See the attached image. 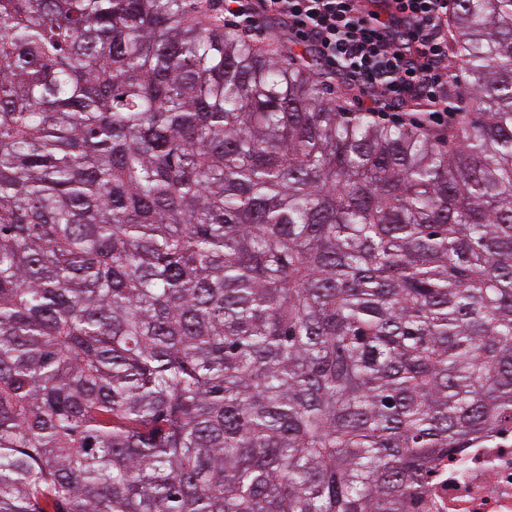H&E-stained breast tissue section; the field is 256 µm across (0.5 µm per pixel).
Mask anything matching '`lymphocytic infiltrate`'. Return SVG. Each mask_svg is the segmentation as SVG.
Here are the masks:
<instances>
[{"mask_svg":"<svg viewBox=\"0 0 512 512\" xmlns=\"http://www.w3.org/2000/svg\"><path fill=\"white\" fill-rule=\"evenodd\" d=\"M242 35L278 21L325 70L358 91L359 107L382 120L447 132L459 101L448 98L450 0H222Z\"/></svg>","mask_w":512,"mask_h":512,"instance_id":"lymphocytic-infiltrate-1","label":"lymphocytic infiltrate"}]
</instances>
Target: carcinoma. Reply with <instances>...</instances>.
I'll list each match as a JSON object with an SVG mask.
<instances>
[{
  "label": "carcinoma",
  "instance_id": "carcinoma-1",
  "mask_svg": "<svg viewBox=\"0 0 512 512\" xmlns=\"http://www.w3.org/2000/svg\"><path fill=\"white\" fill-rule=\"evenodd\" d=\"M445 139L197 0H0V512H405L512 422V0Z\"/></svg>",
  "mask_w": 512,
  "mask_h": 512
}]
</instances>
